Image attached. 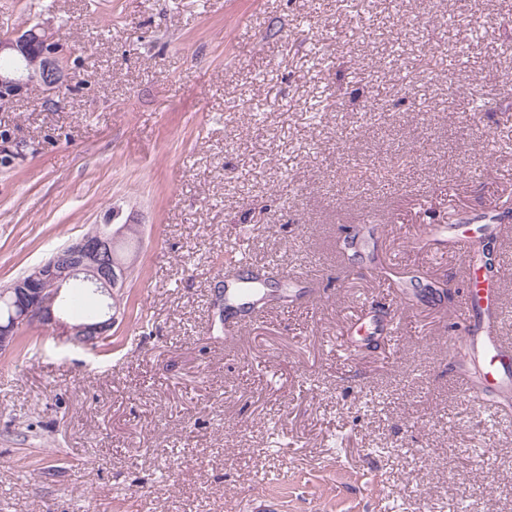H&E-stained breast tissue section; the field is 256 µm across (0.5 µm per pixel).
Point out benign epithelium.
Here are the masks:
<instances>
[{"mask_svg":"<svg viewBox=\"0 0 512 512\" xmlns=\"http://www.w3.org/2000/svg\"><path fill=\"white\" fill-rule=\"evenodd\" d=\"M60 52L53 33L46 29L1 36L0 57L12 58L20 67L0 71V101H12L35 87L48 94V103L49 95L71 89L73 77L65 73ZM114 218L116 215H111L96 233L61 247L28 274L0 289V305L7 309V314L0 316V351L11 349L18 333L34 324L87 344L107 335L120 313V288L127 277L126 265L112 252V243L137 228L128 222L114 224ZM71 279L93 286L111 300L105 318L72 324L62 317L61 288Z\"/></svg>","mask_w":512,"mask_h":512,"instance_id":"1","label":"benign epithelium"}]
</instances>
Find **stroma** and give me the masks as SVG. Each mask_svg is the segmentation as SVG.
Listing matches in <instances>:
<instances>
[{"label": "stroma", "mask_w": 512, "mask_h": 512, "mask_svg": "<svg viewBox=\"0 0 512 512\" xmlns=\"http://www.w3.org/2000/svg\"><path fill=\"white\" fill-rule=\"evenodd\" d=\"M471 4L449 29L457 0H0V35L53 30L76 85L0 106V287L111 210L142 230L106 341L0 353V512H512V404L470 402L450 343L454 237L512 205V0ZM242 247L311 282L228 336L212 290Z\"/></svg>", "instance_id": "obj_1"}]
</instances>
